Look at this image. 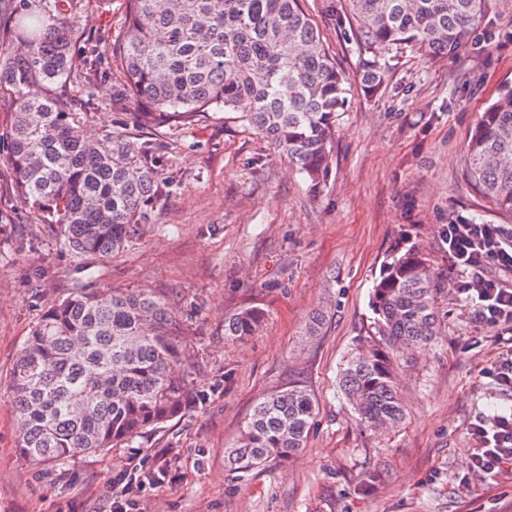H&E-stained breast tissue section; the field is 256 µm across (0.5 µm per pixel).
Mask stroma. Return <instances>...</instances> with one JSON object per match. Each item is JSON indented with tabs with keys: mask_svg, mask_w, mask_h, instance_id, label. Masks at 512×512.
Here are the masks:
<instances>
[{
	"mask_svg": "<svg viewBox=\"0 0 512 512\" xmlns=\"http://www.w3.org/2000/svg\"><path fill=\"white\" fill-rule=\"evenodd\" d=\"M336 0H304L345 74L352 103L336 128L332 172L319 195L268 142L223 113L190 127H138L164 147L178 183L152 203L139 238L81 269L55 225L21 203L0 176V512H101L112 476L171 461L161 487L136 491L139 512H512V474L474 471L475 423L512 408L492 364L507 348L458 297L439 229L478 213L512 229L470 184L463 155L488 100L512 85V0H489L471 43L446 59L409 48L377 96L364 92L360 51ZM125 18L124 0H83L79 26L108 40ZM106 82L72 92L89 113L86 132L112 130ZM407 236L428 258L440 287V329L398 372L405 420L383 431L359 425L339 391L343 361L370 322L369 300L391 246ZM109 291L150 288L167 295L197 361L207 399L189 416L148 432L129 448L78 457L43 473L16 450L7 383L41 313L83 284ZM256 304L268 311L258 333L224 338V319ZM327 325L307 336L314 312ZM285 385L315 394L308 446L283 464L229 472L224 450L241 435L252 406ZM374 474L366 485V474Z\"/></svg>",
	"mask_w": 512,
	"mask_h": 512,
	"instance_id": "stroma-1",
	"label": "stroma"
}]
</instances>
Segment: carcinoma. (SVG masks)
<instances>
[{
  "label": "carcinoma",
  "instance_id": "carcinoma-1",
  "mask_svg": "<svg viewBox=\"0 0 512 512\" xmlns=\"http://www.w3.org/2000/svg\"><path fill=\"white\" fill-rule=\"evenodd\" d=\"M80 0H0V93L14 97L0 132V162L23 203L59 228L71 254L94 262L129 247L151 218V200L176 182L150 139L112 120L100 140L84 135L88 113L48 88L123 80L112 109L131 103L143 126L183 125L222 111L290 161L314 190L328 178L336 126L351 106L344 74L303 0H125L122 32L108 43L83 36ZM489 0H343L339 20L371 50L362 61L370 95L383 91L388 54L417 47L432 58L457 53ZM465 172L501 215L512 217V86L480 114ZM438 284L424 255L399 237L370 299L371 323L342 370L341 390L357 422L404 419L395 383L412 348L437 335ZM258 306L224 318L241 340L264 322ZM183 323L149 289L81 285L48 306L20 349L8 381L16 448L39 465H62L130 447L149 429L189 415L206 400L193 384ZM318 399L301 386L260 398L224 466L248 474L284 463L308 445Z\"/></svg>",
  "mask_w": 512,
  "mask_h": 512
}]
</instances>
